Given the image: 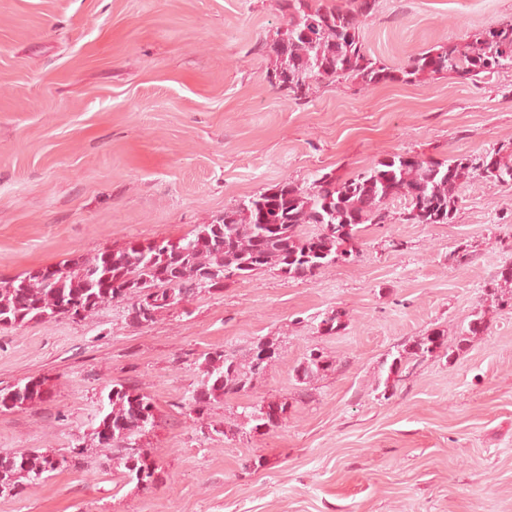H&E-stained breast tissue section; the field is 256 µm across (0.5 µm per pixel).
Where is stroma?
Here are the masks:
<instances>
[{"label":"stroma","mask_w":512,"mask_h":512,"mask_svg":"<svg viewBox=\"0 0 512 512\" xmlns=\"http://www.w3.org/2000/svg\"><path fill=\"white\" fill-rule=\"evenodd\" d=\"M512 17V0H377L367 48L391 65ZM280 0H0V276L135 240H177L283 180L346 175L389 153L485 155L512 141V69L436 74L292 100L259 47ZM363 229L357 261L312 280L262 271L137 328L126 302L71 321L0 327V386L47 379L44 401L0 412V455L86 443L82 468L30 485L0 512H512V308L484 289L512 265V185L473 174L448 224ZM468 251L458 266L450 252ZM344 312L319 332L317 317ZM489 329L461 341L473 315ZM441 330L453 355L411 367L390 399L375 381L406 342ZM274 340L253 390L214 405L205 437L182 403L196 359ZM333 363L301 393L306 348ZM135 382L157 407L152 491L102 468L99 399ZM287 399L271 431L236 434L244 407ZM254 468H247V461Z\"/></svg>","instance_id":"stroma-1"}]
</instances>
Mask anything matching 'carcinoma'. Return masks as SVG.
Wrapping results in <instances>:
<instances>
[{
  "instance_id": "obj_1",
  "label": "carcinoma",
  "mask_w": 512,
  "mask_h": 512,
  "mask_svg": "<svg viewBox=\"0 0 512 512\" xmlns=\"http://www.w3.org/2000/svg\"><path fill=\"white\" fill-rule=\"evenodd\" d=\"M376 0H281L288 23L276 37L261 45L272 61L269 84L293 100L309 96L323 81L352 80L362 89L384 81L411 83L436 74L473 80L512 69V19L473 35L466 45L448 42L412 55L392 67L372 55L363 43L362 20L373 14ZM512 184V142L479 158L434 160L410 152L391 153L368 169L345 178L324 173L302 186L285 180L272 190L244 199L210 224L197 226L176 242L167 239L142 244L128 241L91 257L77 256L56 266L0 278V327L20 328L59 318L81 320L113 301H128L127 317L136 327L153 324L157 315L201 292L214 293L225 282L244 280L258 272L276 270L286 277L313 279L339 264L355 261L362 252V224H388V204L403 203L401 220L408 224H447L457 210L458 191L470 175ZM306 224L317 230L302 231ZM512 284V266L502 268L485 294L512 307L499 283ZM344 313H324L318 329L335 333ZM445 348L444 335L434 331L403 345L378 378L381 396L390 399L403 370ZM275 343L259 339L242 357L223 348L199 354L202 377L189 396L190 410L208 414L214 403L252 389L276 364ZM331 366L318 348H309L297 367L296 381L309 384ZM49 393L48 380L31 378L0 387V411L29 406ZM157 408L137 384H112L101 399L100 418L91 435L103 448L121 452L117 465L128 482L140 490L156 488L163 480L145 440L157 427ZM288 412L264 404L242 414L250 431L272 430ZM85 447L64 452L31 450L0 455V497L19 498L27 486L55 472L77 469Z\"/></svg>"
}]
</instances>
